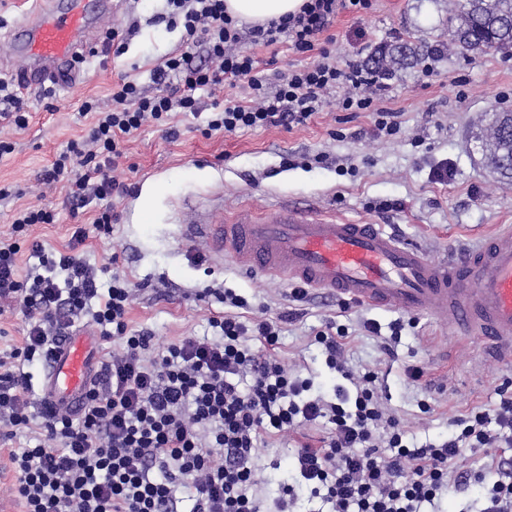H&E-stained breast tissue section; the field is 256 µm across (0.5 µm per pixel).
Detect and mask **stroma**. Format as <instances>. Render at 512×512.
I'll list each match as a JSON object with an SVG mask.
<instances>
[{"instance_id": "1", "label": "stroma", "mask_w": 512, "mask_h": 512, "mask_svg": "<svg viewBox=\"0 0 512 512\" xmlns=\"http://www.w3.org/2000/svg\"><path fill=\"white\" fill-rule=\"evenodd\" d=\"M165 12V0H123L100 14L91 26L98 38L130 17L139 19L122 52L84 62L85 80L72 89L24 94L26 128L0 121V140L13 146L12 153L0 157V187L10 192L0 198V237L10 233L16 209L29 206L55 216L54 223L28 230L29 238L49 247H66L77 226L90 224L89 213L72 211L62 182L46 181L43 174L68 141L86 134L85 101L111 109L112 86L123 77L155 92L151 72L182 44V28H169ZM447 20L448 0H374L364 20L342 13L331 29L336 36L332 51L341 61L369 62L382 45L430 47L432 75L417 65L395 68L390 79L384 105L402 114L396 135L374 136L370 113L342 112L330 102L289 129L210 136L198 120L181 114L175 119L178 138L167 137L152 122L128 138L115 176L131 192L112 201L117 220L111 237L89 235L83 249L102 268V281L116 272L128 279L134 294L130 328L151 331L162 344L206 335L210 318L222 314L224 306L201 293L224 286L247 300L242 314L250 322L303 310V318L286 325L274 354L327 395L342 378L312 338L326 322L343 325L349 334L348 368L356 374L378 372V397L387 413L400 418L410 440L446 438L452 417L490 408L495 389L512 385V365L485 355L479 339L462 338L435 316L419 313L415 326L403 331L396 355L387 356L381 338L366 332L363 323L371 319L385 327L402 317V310L347 305L313 291L295 299L292 283L244 273L229 260L213 263L206 244L185 241L178 230L186 214L209 208L218 195L228 218L242 209L258 216L281 204L316 207L339 218L385 225L435 256L512 225V184L498 179L470 139L472 130L487 126L492 107L512 108V51L469 56L437 51L446 39ZM245 49L271 83L279 72L311 61L283 46L273 50L249 43ZM319 155L327 156V163H316ZM443 163L452 175L439 182L433 171ZM146 200L151 203L147 219L142 216ZM386 201L391 210H380ZM410 366L422 370L420 381L407 378ZM424 400L430 412L421 410ZM323 435L322 426L308 425L270 440L257 461L260 494L276 491L293 466L297 446H319Z\"/></svg>"}]
</instances>
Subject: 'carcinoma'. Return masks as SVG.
Instances as JSON below:
<instances>
[{"label": "carcinoma", "instance_id": "obj_1", "mask_svg": "<svg viewBox=\"0 0 512 512\" xmlns=\"http://www.w3.org/2000/svg\"><path fill=\"white\" fill-rule=\"evenodd\" d=\"M512 45V0H448V47L459 54L490 52ZM423 51L411 44L401 50L383 46L371 58L379 73L390 64L416 65ZM499 179L512 181V113L495 111L487 129L477 136Z\"/></svg>", "mask_w": 512, "mask_h": 512}]
</instances>
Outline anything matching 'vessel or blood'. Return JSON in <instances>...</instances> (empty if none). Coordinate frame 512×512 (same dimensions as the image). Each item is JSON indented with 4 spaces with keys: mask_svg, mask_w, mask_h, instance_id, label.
I'll use <instances>...</instances> for the list:
<instances>
[{
    "mask_svg": "<svg viewBox=\"0 0 512 512\" xmlns=\"http://www.w3.org/2000/svg\"><path fill=\"white\" fill-rule=\"evenodd\" d=\"M27 2L8 38L30 61L15 72L16 83L24 89L81 83L74 59L93 48L84 35L100 0ZM181 236L205 242L210 259H231L254 275L278 276L352 303L432 314L512 363L511 225L437 258L381 225L288 204L258 217L245 210L226 220L198 213L183 223ZM98 343L82 329L66 336L44 377L46 399L70 413L80 411L100 364Z\"/></svg>",
    "mask_w": 512,
    "mask_h": 512,
    "instance_id": "obj_1",
    "label": "vessel or blood"
}]
</instances>
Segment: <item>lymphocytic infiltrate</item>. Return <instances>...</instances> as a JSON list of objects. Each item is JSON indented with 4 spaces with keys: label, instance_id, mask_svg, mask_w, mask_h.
Wrapping results in <instances>:
<instances>
[{
    "label": "lymphocytic infiltrate",
    "instance_id": "obj_1",
    "mask_svg": "<svg viewBox=\"0 0 512 512\" xmlns=\"http://www.w3.org/2000/svg\"><path fill=\"white\" fill-rule=\"evenodd\" d=\"M166 2L169 24L183 27L186 42L153 71L157 92L123 81L112 88L111 110L97 111L86 101L83 110L92 118L87 139L68 142L45 173L52 181L65 179L73 208L92 211V228H76L64 250L36 240L23 248L17 235L54 221L52 211L28 208L15 214L12 237L0 240V301L18 302L27 321L22 345L0 357V440L21 431L29 436L27 446L8 453L22 512H180V485L189 491L190 512H291L301 489L329 512H422L447 488L462 491L477 482L487 486L481 512H512V458L492 451L501 438L512 445L507 388H496L492 408L458 416L459 434L410 446L399 420L385 415L374 396L377 373L354 377L346 370L344 329L315 337L327 365L343 378L330 398L273 354L282 324L296 320V313L247 323L239 313L244 300L221 288L212 294L229 310L210 319L209 335L160 344L150 332L129 333L127 279L116 275L102 284L78 250L89 231L112 234L110 200L128 192L114 176L122 136L151 121L177 138L179 113L204 118L210 133L288 128L310 119L334 90L339 109L372 113L376 135L401 130L399 112L381 105L387 84L364 64L338 62L329 50L337 16L366 17L373 0H304L296 13L249 27L226 12L224 0ZM246 40L284 43L319 58L281 74L272 91L257 75L255 58L238 51ZM197 47L205 49L208 66H191ZM239 80L246 83L245 101L203 115L200 93ZM22 252L23 266L17 263ZM81 321L98 329L105 348L80 413L47 402L30 412L29 366L47 364ZM115 339L117 351L110 347ZM317 421L328 424L327 437L320 447L297 448L290 483L264 508L254 490L266 438ZM469 448L490 449L483 468L459 470Z\"/></svg>",
    "mask_w": 512,
    "mask_h": 512
}]
</instances>
